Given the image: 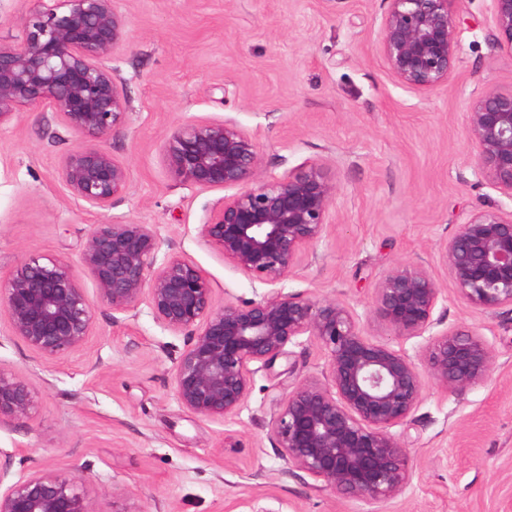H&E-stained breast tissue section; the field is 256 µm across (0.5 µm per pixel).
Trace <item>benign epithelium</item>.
<instances>
[{
	"label": "benign epithelium",
	"instance_id": "7a95c632",
	"mask_svg": "<svg viewBox=\"0 0 512 512\" xmlns=\"http://www.w3.org/2000/svg\"><path fill=\"white\" fill-rule=\"evenodd\" d=\"M121 2L35 0L19 36L0 46V126L22 109L57 112L79 137L60 163V179L71 196L96 209L109 208L130 183L128 166L101 145L128 119L127 98L109 66L129 39ZM387 2L377 48L388 74L417 92L447 86L458 61L460 0ZM489 11L496 48L512 53V0H490ZM467 125L474 174L512 200V89L488 88L473 99ZM162 158L183 185L231 191L208 211L200 235L271 291L257 301L219 305L194 263L162 249L154 225L114 217L94 225L79 254L96 299L63 257L30 255L0 278V310L12 334L51 363L86 345L95 304L108 307L116 323L144 301L156 324L186 340L172 358L178 402L215 421L240 413L252 390L251 364L273 367L305 336L324 351L327 365L323 378L298 382L272 419L269 439L287 471L370 502L402 493L411 479L409 452L392 428L410 420L426 378L459 393L486 382L494 364L490 345L470 328L446 330L415 360L368 338L336 299L276 288L339 219V185L324 164L307 161L268 177L258 145L231 121L181 125L165 140ZM441 261L474 309L490 314L512 306V210L462 213ZM442 299L427 270L399 263L380 278L366 317L397 337L419 338L433 328ZM34 408L26 379L0 370V426L30 417ZM0 512L99 508L81 482L52 469L14 477L12 454L0 451Z\"/></svg>",
	"mask_w": 512,
	"mask_h": 512
}]
</instances>
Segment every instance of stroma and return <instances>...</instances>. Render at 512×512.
<instances>
[{"mask_svg":"<svg viewBox=\"0 0 512 512\" xmlns=\"http://www.w3.org/2000/svg\"><path fill=\"white\" fill-rule=\"evenodd\" d=\"M129 40L114 76L130 120L102 145L130 169L108 209L75 200L58 176L78 138L52 109L19 111L0 127V275L25 256L78 260L93 225L120 217L154 225L194 263L217 302L260 299L268 286L225 262L200 236L221 191L174 181L161 156L188 121H235L257 142L267 175L325 162L340 188V221L284 282L285 292L336 298L364 313L380 277L401 262L425 268L443 298L435 332L469 327L495 352L489 379L467 391L426 381L399 426L411 482L382 503L343 498L287 473L269 424L294 385L322 377L324 352L290 346L272 369L252 364L238 416L211 421L173 390L164 331L146 304L113 322L95 308L79 352L48 363L12 336L0 312V369L28 380L36 407L0 427L14 476L48 467L81 480L101 512H512V307L487 314L462 300L440 261L462 212L512 207L472 174L466 106L512 87V55L498 50L488 0H461L459 60L448 87L397 85L378 56L386 0H124ZM119 484L111 497L104 489Z\"/></svg>","mask_w":512,"mask_h":512,"instance_id":"stroma-1","label":"stroma"}]
</instances>
